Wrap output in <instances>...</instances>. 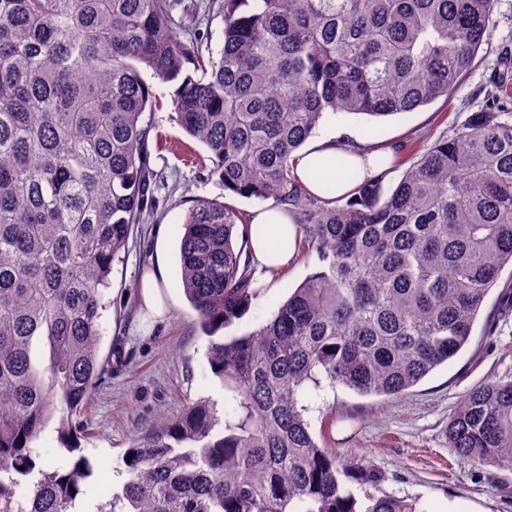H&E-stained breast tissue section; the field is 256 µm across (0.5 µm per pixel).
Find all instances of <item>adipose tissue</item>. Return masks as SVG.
<instances>
[{"label":"adipose tissue","mask_w":512,"mask_h":512,"mask_svg":"<svg viewBox=\"0 0 512 512\" xmlns=\"http://www.w3.org/2000/svg\"><path fill=\"white\" fill-rule=\"evenodd\" d=\"M383 155V150L361 151L331 137L301 151L295 172L313 195H322L323 183L331 182L342 197L354 187L346 171L354 169L360 176L376 177L383 170ZM250 222L254 232L249 236L248 251L256 271L268 274L286 268L296 256L301 237L293 217L283 208L266 206L252 212Z\"/></svg>","instance_id":"ef3b65f1"}]
</instances>
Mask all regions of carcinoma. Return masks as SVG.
<instances>
[{
	"instance_id": "carcinoma-1",
	"label": "carcinoma",
	"mask_w": 512,
	"mask_h": 512,
	"mask_svg": "<svg viewBox=\"0 0 512 512\" xmlns=\"http://www.w3.org/2000/svg\"><path fill=\"white\" fill-rule=\"evenodd\" d=\"M494 0H222L224 42L203 48L172 0H0V512H74L94 471L77 418L105 377L101 318L113 263L152 205L156 100L209 152L208 176L295 216L321 267L253 332L217 336L258 289L249 224L200 198L180 283L224 384L137 435L122 495L96 512H419L375 470L320 447L302 405L322 380L400 398L466 346L512 265V57L483 105L396 186L359 179L336 203L295 175L329 113L380 119L450 97L489 40ZM48 359L32 357L34 340ZM69 453L45 469L49 424ZM448 447L512 470V379L454 408ZM365 478L375 492L348 487Z\"/></svg>"
}]
</instances>
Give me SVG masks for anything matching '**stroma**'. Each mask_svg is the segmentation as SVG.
Returning a JSON list of instances; mask_svg holds the SVG:
<instances>
[{"instance_id":"obj_1","label":"stroma","mask_w":512,"mask_h":512,"mask_svg":"<svg viewBox=\"0 0 512 512\" xmlns=\"http://www.w3.org/2000/svg\"><path fill=\"white\" fill-rule=\"evenodd\" d=\"M221 0H178L172 15H195L204 44L223 43ZM512 52V0H495L490 38L476 65L449 99L376 121L365 115L328 114L313 137L332 135L397 150L385 186L397 184L413 157L431 139L453 135L464 118L482 105L481 85L498 74L503 51ZM150 164L164 172L155 193L154 214L136 225L125 252L112 269L111 306L102 318V349L118 345L119 358L85 407L87 429L78 447L106 479L88 507L107 503L128 478L122 458L133 438L148 426L196 400L224 402V387L209 368V339L198 328L197 314L180 286L179 246L182 224L194 200L227 198L243 216L262 207V200L225 197L222 185L203 176L198 165L179 159L173 150H152ZM171 287L172 305L164 317L148 316L140 297V279L155 265ZM319 265L314 250L300 247L288 269L273 285L260 289L246 314L231 326L235 335L266 323L288 295ZM477 320L470 343L403 398L384 401L322 383L304 401L303 416L315 440L339 454L374 465L384 491L417 501L420 512H506L512 502V471L457 465L444 429L448 415L474 386L512 377V314L497 318L495 335ZM336 426H329V415Z\"/></svg>"}]
</instances>
